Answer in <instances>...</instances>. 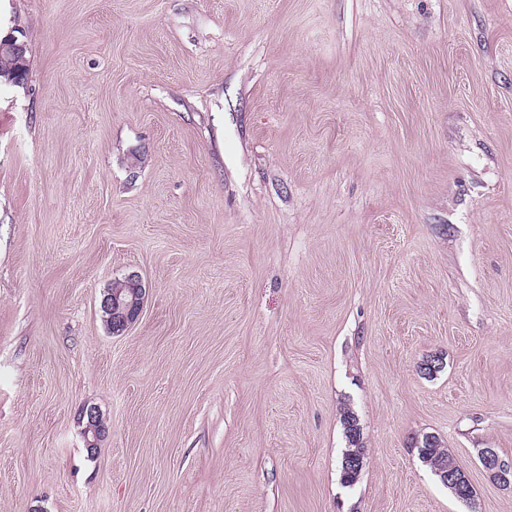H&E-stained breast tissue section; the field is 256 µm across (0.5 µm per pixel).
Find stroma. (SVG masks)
<instances>
[{"instance_id": "35a3bbf8", "label": "stroma", "mask_w": 512, "mask_h": 512, "mask_svg": "<svg viewBox=\"0 0 512 512\" xmlns=\"http://www.w3.org/2000/svg\"><path fill=\"white\" fill-rule=\"evenodd\" d=\"M15 31L0 512H512V0H0ZM146 287L137 274H128L112 280V284L104 292L101 310L106 316L112 333L119 334L127 330L139 317ZM86 417V425L83 432L85 448L93 453L99 448V441L106 431L102 417L96 406H87L83 411V418ZM344 424L346 430V438L348 439V447L346 449L345 456H348L351 452H357L358 454H364V448L361 446V435L359 420L354 412L347 410L344 415ZM346 460V467L352 472L361 471L363 467V457L355 454L349 455ZM432 440V441H431ZM413 445L415 448H418V453L421 460L424 462L425 460H429L433 458L435 459H446L448 457V466L453 465V457L448 453L447 449L442 448L440 440L434 435H423L421 438H416L415 441L413 439ZM425 463H430L429 461H425ZM446 464H434L433 472L435 475H438L439 480L445 485L449 487H454L451 491L455 494L457 498L467 500L470 499L473 495V488L469 483L468 479H463L457 486L456 483L459 481L457 477H459L458 470H454L453 467L448 468ZM481 462L497 481L507 485L512 483V461L502 459L492 448H486L481 453Z\"/></svg>"}]
</instances>
